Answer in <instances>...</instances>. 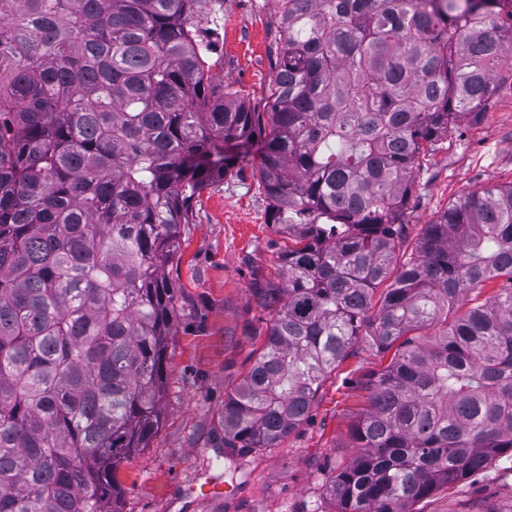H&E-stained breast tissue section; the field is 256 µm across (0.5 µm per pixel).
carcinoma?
<instances>
[{"mask_svg": "<svg viewBox=\"0 0 512 512\" xmlns=\"http://www.w3.org/2000/svg\"><path fill=\"white\" fill-rule=\"evenodd\" d=\"M209 2L0 0V512H118L113 472L162 422L164 268L238 148L289 245L287 284L253 282L273 316L224 447H278L366 346L393 356L334 512H408L512 452V184L405 249L414 170L484 111L512 0H277L261 109L210 79Z\"/></svg>", "mask_w": 512, "mask_h": 512, "instance_id": "carcinoma-1", "label": "carcinoma"}]
</instances>
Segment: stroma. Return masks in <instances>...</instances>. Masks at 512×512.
Returning a JSON list of instances; mask_svg holds the SVG:
<instances>
[{
	"instance_id": "35a3bbf8",
	"label": "stroma",
	"mask_w": 512,
	"mask_h": 512,
	"mask_svg": "<svg viewBox=\"0 0 512 512\" xmlns=\"http://www.w3.org/2000/svg\"><path fill=\"white\" fill-rule=\"evenodd\" d=\"M276 0H224L204 15L216 44L210 74L253 104L270 95L279 45ZM406 222L417 235L448 203L512 183V85L501 84L479 116L449 128L420 160ZM195 221L165 267L176 323L165 359L163 419L147 447L114 472L120 512H331L324 487L357 455L352 427L365 408L363 376L388 359L359 351L325 380L307 421L279 447L245 456L220 445L224 399L266 339L267 311L252 272L285 282L286 239L267 220L251 162L194 201ZM223 488L208 497L211 487ZM412 512H512V457H503L412 504Z\"/></svg>"
}]
</instances>
